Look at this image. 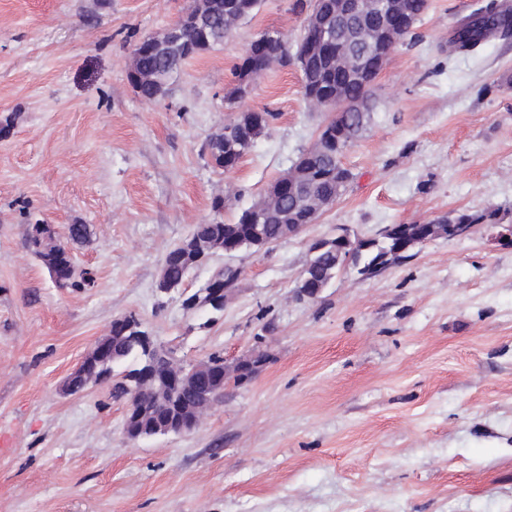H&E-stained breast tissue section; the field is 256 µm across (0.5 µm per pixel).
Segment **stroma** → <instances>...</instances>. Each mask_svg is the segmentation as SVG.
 Returning <instances> with one entry per match:
<instances>
[{"label":"stroma","mask_w":512,"mask_h":512,"mask_svg":"<svg viewBox=\"0 0 512 512\" xmlns=\"http://www.w3.org/2000/svg\"><path fill=\"white\" fill-rule=\"evenodd\" d=\"M487 2L428 0L372 84L343 194L297 235L191 272L195 288L239 269L214 313L160 296L164 257L215 197L231 194L228 221L258 202L331 120L293 61L227 100L250 41L296 44L313 0H260L154 103L129 80L133 49L193 0H0V512H512V247L478 224L295 295L319 239L459 210L512 224V40L448 52ZM243 108L276 118L226 172L205 145ZM37 222L60 239L90 226L73 259L93 287H57L26 246ZM129 313L184 363L264 362L197 429L129 440L111 382L62 391Z\"/></svg>","instance_id":"1"}]
</instances>
